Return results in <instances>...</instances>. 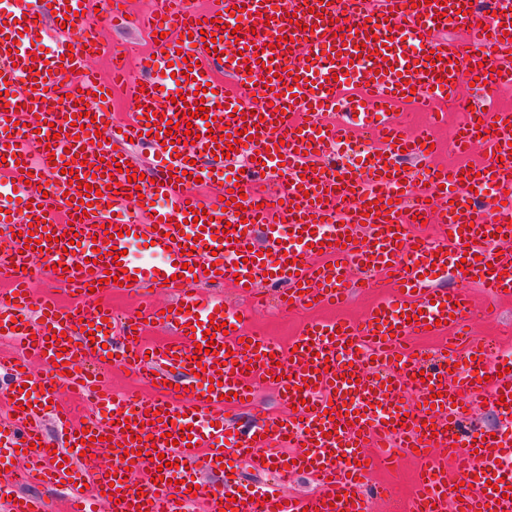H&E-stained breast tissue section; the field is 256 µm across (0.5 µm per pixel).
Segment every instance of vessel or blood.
Wrapping results in <instances>:
<instances>
[{
	"instance_id": "b4317fda",
	"label": "vessel or blood",
	"mask_w": 512,
	"mask_h": 512,
	"mask_svg": "<svg viewBox=\"0 0 512 512\" xmlns=\"http://www.w3.org/2000/svg\"><path fill=\"white\" fill-rule=\"evenodd\" d=\"M460 0H310L311 10L299 23H290L280 0H220L216 8L200 11L187 0H164L162 16L175 26L144 57L152 72L174 67L183 103L162 105L153 83L126 80L134 110L122 127H115L107 110L95 108L91 117L56 112L52 95L91 100L109 95L111 87L94 80L87 64L98 53L92 22L102 0H0V195L21 194L35 202L6 222L11 235L0 255V277L13 286L0 295V330L12 336L22 357L46 365L45 373H11V407L18 413L12 431H0V452L26 449L28 479L47 488L92 484L100 512H371L372 497L361 479L370 466L364 449L387 444L383 460L396 453L438 448L436 458L420 468L410 512H512V474L498 462L512 459V435L481 440L461 428L467 410L476 403L495 405L502 417L512 416V359H494L479 344L425 358L411 354L404 342L416 333L453 329L464 333L469 311L466 285L475 283L490 299L512 292V252L501 244L512 241V206L501 205L487 215L475 210V192L492 183L512 188L505 170H512V113L469 112L454 132L450 146L462 152L482 142L484 161L466 169L440 170L428 193L413 194L412 179L400 160L410 156L427 161L431 154L428 131L405 132L390 121L378 132L380 144L368 150L361 167L349 169L330 160L329 147L350 132L348 124L324 122V113L350 109L340 94L337 74L349 71L360 85L365 109L382 111L407 99L425 105L454 100L464 67L472 52L485 49L486 65L494 67L495 82L512 84V63L502 53L512 48V0H486V16L460 9ZM65 17V34L72 47L58 54L44 49L47 31L44 11ZM241 13L265 16L270 25L229 32L224 17ZM463 27L469 41L443 39L448 23ZM216 38L207 52L203 34ZM417 52L407 55L405 44ZM303 50L307 63L296 61ZM226 78L254 77L268 87V102L252 116L250 101L229 93L214 72ZM290 97L296 111L306 113L293 122L282 112L275 95ZM207 107L213 122L198 118ZM192 111L194 133L185 135L179 123ZM157 112L175 122L174 136L161 134L148 118ZM99 171L80 165L72 175L63 168L68 156L78 155L96 134ZM241 135L249 156L229 150L228 137ZM150 152L147 163H132L130 147ZM123 164L111 173L110 162ZM241 174L235 202L204 201L190 196L189 185L202 179L222 185L224 173ZM274 178L280 199L254 191L257 176ZM178 184H169L170 176ZM118 190H109V182ZM96 195H88V188ZM142 192L145 201L161 198L165 206L150 223L130 219L116 223L127 197ZM439 202L444 233L427 240L411 235L413 217H429ZM69 221L75 239L63 237L60 221ZM237 240H229L228 229ZM33 243H26L25 231ZM263 241H256V232ZM144 236L162 268L135 262L127 249L133 236ZM414 249H406L407 241ZM262 243V256L249 248ZM71 247L79 259H92L93 269L60 270L52 274L54 288L77 298L63 310L56 301H34L27 283L35 257L54 261L58 250ZM120 258H112V250ZM465 256L461 287L430 288L422 275ZM223 278L239 279L246 296L263 285L279 282L281 309L309 304L342 303L352 283L351 272L389 271L399 288L397 297L377 303L359 324L311 322L279 351L268 338L237 336L228 341L216 333L209 354L196 358L195 346L211 322H223L224 307L200 299L198 282L206 281L207 266ZM118 276L124 287L140 291L150 285L171 295V312L144 304L139 314L113 316L96 305L92 289L105 273ZM164 324L172 339L159 352H147L138 336L145 322ZM109 338L117 366L154 381V396L114 395L101 389L98 377L84 367L102 338ZM465 354L467 362L449 372V360ZM203 372L207 386L169 384L171 369ZM276 386L288 402V414L251 422L239 428L237 453L258 474L289 475L307 470L318 476L323 489L288 503L287 493L255 485L252 503L240 507L228 487L190 493L199 448L209 457L224 445V420L219 413L253 397L256 387ZM76 388L92 392L110 404L108 423L89 421L92 438L80 441L63 428L54 450L44 448L41 415L35 399H48L52 390ZM411 392L413 407L395 408L385 418L373 412L384 396ZM191 426V440L181 429ZM164 454L166 468L153 458ZM348 464H340V454ZM455 467L461 487L447 478ZM147 471L148 482L137 483L136 472ZM5 512H46L43 500L16 495L0 486Z\"/></svg>"
}]
</instances>
